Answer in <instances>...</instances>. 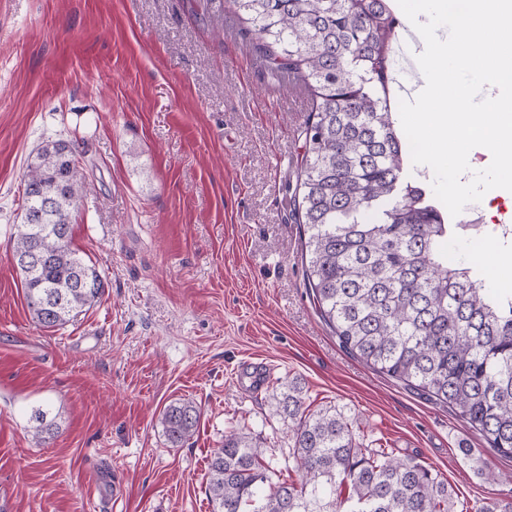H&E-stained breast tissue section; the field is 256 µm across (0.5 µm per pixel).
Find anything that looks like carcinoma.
Listing matches in <instances>:
<instances>
[{"label": "carcinoma", "instance_id": "carcinoma-1", "mask_svg": "<svg viewBox=\"0 0 512 512\" xmlns=\"http://www.w3.org/2000/svg\"><path fill=\"white\" fill-rule=\"evenodd\" d=\"M392 2L230 0L270 74L296 76L312 99L294 202L323 320L345 350L449 406L512 458V289L493 293L475 263L448 262V242L466 225L409 171ZM87 188L69 143L47 141L31 156L13 256L42 329L66 327L104 294L101 271L71 247ZM271 408L291 424L300 482L273 480L253 437L232 430L209 463L213 512H454L447 481L363 447L344 412L306 404L300 379L279 381ZM199 419L194 402L178 400L160 424L179 447ZM29 422L39 443L57 433L47 408Z\"/></svg>", "mask_w": 512, "mask_h": 512}]
</instances>
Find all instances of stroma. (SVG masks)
Returning a JSON list of instances; mask_svg holds the SVG:
<instances>
[{"mask_svg":"<svg viewBox=\"0 0 512 512\" xmlns=\"http://www.w3.org/2000/svg\"><path fill=\"white\" fill-rule=\"evenodd\" d=\"M310 106L292 76L271 80L228 0H0V512H212L208 464L228 431L284 469L291 433L270 402L287 377L350 416L363 444L447 480L457 512L512 496V460L347 354L322 320L292 219ZM57 139L88 177L72 245L105 292L47 331L11 240L28 160ZM479 216L511 219L512 192L488 191L456 221ZM495 250L486 233L456 257L503 288ZM178 398L201 416L173 448L159 418ZM46 403L59 432L39 445L29 416ZM473 455L507 481L477 475ZM103 466L121 499L89 495Z\"/></svg>","mask_w":512,"mask_h":512,"instance_id":"1","label":"stroma"}]
</instances>
